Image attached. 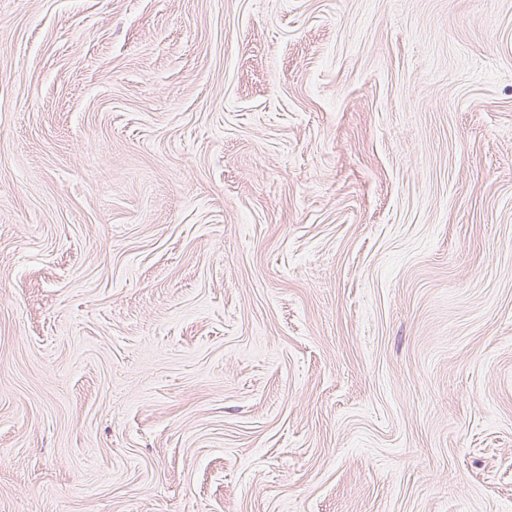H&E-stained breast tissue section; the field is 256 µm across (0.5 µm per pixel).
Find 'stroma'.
Instances as JSON below:
<instances>
[{"mask_svg": "<svg viewBox=\"0 0 512 512\" xmlns=\"http://www.w3.org/2000/svg\"><path fill=\"white\" fill-rule=\"evenodd\" d=\"M0 512H512V0H0Z\"/></svg>", "mask_w": 512, "mask_h": 512, "instance_id": "stroma-1", "label": "stroma"}]
</instances>
